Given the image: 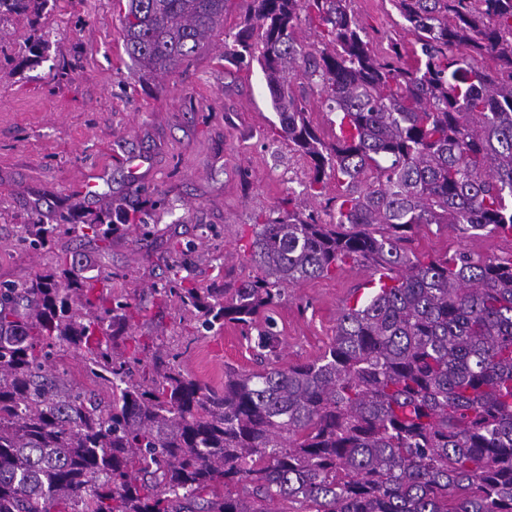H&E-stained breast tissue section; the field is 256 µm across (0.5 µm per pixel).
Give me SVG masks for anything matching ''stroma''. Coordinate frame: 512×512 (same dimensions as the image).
Instances as JSON below:
<instances>
[{
  "instance_id": "35a3bbf8",
  "label": "stroma",
  "mask_w": 512,
  "mask_h": 512,
  "mask_svg": "<svg viewBox=\"0 0 512 512\" xmlns=\"http://www.w3.org/2000/svg\"><path fill=\"white\" fill-rule=\"evenodd\" d=\"M373 45L412 36L389 0H352ZM120 0H49L38 22L0 23V281H23L80 253L85 273L117 272L115 292L142 309L134 336L185 347V369L220 388L224 370L255 369L239 329H196L191 316L162 303L152 286L180 271L199 288H236L258 270L250 260L256 224L280 211L312 210L324 223L339 191L328 180L311 196L308 162L278 134L279 119L257 62L224 55L242 21L231 0L207 48L175 72L152 76L124 51ZM47 37L38 63L25 43ZM146 198L147 233L113 239L108 248L72 234L31 254L17 242L31 215L50 220L60 205L89 217L106 204L124 206L132 190ZM410 248L429 260L464 248L483 256L512 253V239L461 237L437 224L416 229ZM369 279L343 265L328 276L288 288L269 312L285 345V362L312 361L336 336L341 309Z\"/></svg>"
}]
</instances>
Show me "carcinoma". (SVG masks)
Returning <instances> with one entry per match:
<instances>
[{
    "label": "carcinoma",
    "mask_w": 512,
    "mask_h": 512,
    "mask_svg": "<svg viewBox=\"0 0 512 512\" xmlns=\"http://www.w3.org/2000/svg\"><path fill=\"white\" fill-rule=\"evenodd\" d=\"M48 0H0V22ZM229 0H127L123 46L150 72L205 48ZM414 36L376 50L351 0H244L224 54L260 66L280 133L333 178L336 222L290 210L257 225L255 279L228 292L175 273L153 286L207 328L233 324L262 369L213 389L183 352L131 334L141 308L73 256L0 283V512H512V256L421 260L422 224L512 237V0H388ZM317 23L315 42L296 36ZM314 83L322 138L285 76ZM72 210L23 225L36 254L64 231L142 229ZM352 262L378 277L314 361L279 364L261 318L285 290ZM133 342L132 351L119 344ZM79 354L90 387L57 368Z\"/></svg>",
    "instance_id": "obj_1"
}]
</instances>
